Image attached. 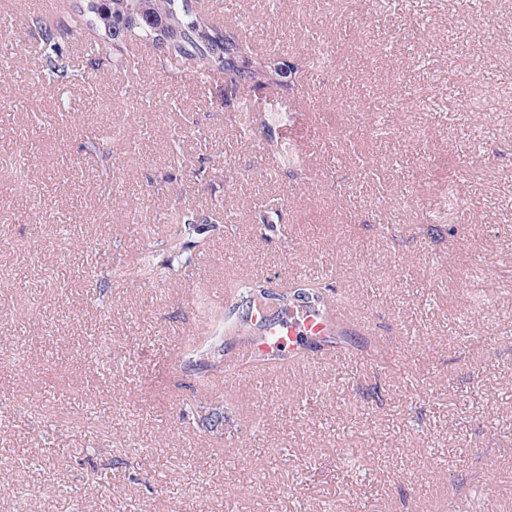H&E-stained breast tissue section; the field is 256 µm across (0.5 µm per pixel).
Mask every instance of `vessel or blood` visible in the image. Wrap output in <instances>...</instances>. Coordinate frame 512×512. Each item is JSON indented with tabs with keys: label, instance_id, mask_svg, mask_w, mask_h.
Masks as SVG:
<instances>
[{
	"label": "vessel or blood",
	"instance_id": "b4317fda",
	"mask_svg": "<svg viewBox=\"0 0 512 512\" xmlns=\"http://www.w3.org/2000/svg\"><path fill=\"white\" fill-rule=\"evenodd\" d=\"M249 324L254 338L224 358L225 375H241L245 366L281 356L296 360L315 345H331L353 321L345 307L314 299L296 300L288 306L253 299Z\"/></svg>",
	"mask_w": 512,
	"mask_h": 512
}]
</instances>
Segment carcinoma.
<instances>
[{
	"instance_id": "cac0c4a2",
	"label": "carcinoma",
	"mask_w": 512,
	"mask_h": 512,
	"mask_svg": "<svg viewBox=\"0 0 512 512\" xmlns=\"http://www.w3.org/2000/svg\"><path fill=\"white\" fill-rule=\"evenodd\" d=\"M86 16L91 26L101 32V49L120 50L126 40L137 37L157 51L156 64L170 73L187 59L196 61L202 73L224 76L227 93L237 96L245 88L274 91L294 85L297 70L287 66L278 55L256 53L243 29L217 25L206 15L190 10L188 0H87ZM42 30V52L46 70L57 78L68 77L69 65L62 53L58 31L43 20H36ZM212 223L209 216H171L173 238L179 240L164 252L150 244L140 258V265L152 273L190 267L193 250L200 246L203 226ZM326 287L316 282H302L295 290L271 291L264 281L244 276L228 297L218 325L207 336L187 347L180 362L182 370L195 377L224 366L229 342L251 339L246 318L240 309L255 296L269 297L282 305L300 297H325ZM193 408L204 414L203 423L210 433H217L224 420V408L213 406L203 395L194 396Z\"/></svg>"
}]
</instances>
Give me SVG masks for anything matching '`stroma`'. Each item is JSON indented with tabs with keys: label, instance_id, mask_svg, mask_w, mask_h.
<instances>
[{
	"label": "stroma",
	"instance_id": "35a3bbf8",
	"mask_svg": "<svg viewBox=\"0 0 512 512\" xmlns=\"http://www.w3.org/2000/svg\"><path fill=\"white\" fill-rule=\"evenodd\" d=\"M72 4L0 0V512H512V0H196L259 51L334 59L259 95L250 136L222 76L86 56ZM452 184L460 223L437 214ZM172 209L226 220L167 281L106 280ZM320 266L348 355L257 391L212 371L206 432L168 357L206 333L190 294ZM35 21L42 30L41 44L46 70L57 79L67 78L69 65L59 46V32L47 25L42 19H36ZM192 406L196 412L204 413L202 425L205 423L206 430L218 435V426L224 420V407H213L212 401L204 395H194Z\"/></svg>",
	"mask_w": 512,
	"mask_h": 512
}]
</instances>
